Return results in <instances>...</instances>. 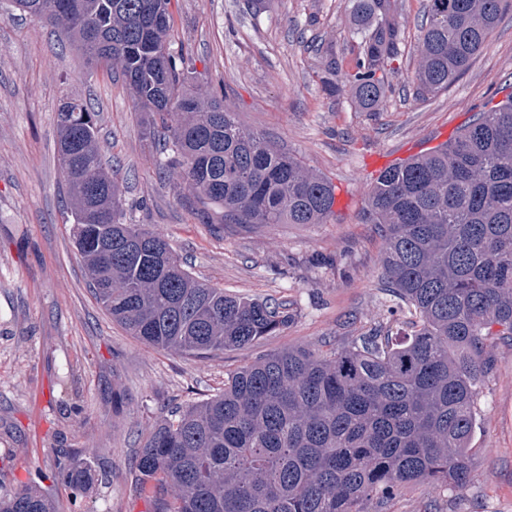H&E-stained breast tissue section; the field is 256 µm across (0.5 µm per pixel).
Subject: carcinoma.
<instances>
[{
    "instance_id": "1",
    "label": "carcinoma",
    "mask_w": 512,
    "mask_h": 512,
    "mask_svg": "<svg viewBox=\"0 0 512 512\" xmlns=\"http://www.w3.org/2000/svg\"><path fill=\"white\" fill-rule=\"evenodd\" d=\"M60 30L88 63L119 71L161 170L177 174L220 222L320 224L334 190L292 154L243 128L188 76L171 46L168 0H11ZM418 90L445 91L479 54L512 0H428ZM394 0H356L362 40L348 75L377 110L393 70ZM336 60L321 77L340 92ZM73 237L90 289L112 320L149 346L206 358L288 326V308L195 278L168 241L132 224L104 166L98 114L79 98L57 113ZM366 219L382 228L389 291L411 334L375 326L348 346L265 355L224 391L177 409L138 452L139 493L152 512H365L401 486H464L478 388L491 336L512 337V99L478 113L452 141L384 170ZM73 490L94 469L58 457ZM0 512H54L21 489Z\"/></svg>"
}]
</instances>
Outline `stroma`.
<instances>
[{
	"instance_id": "stroma-1",
	"label": "stroma",
	"mask_w": 512,
	"mask_h": 512,
	"mask_svg": "<svg viewBox=\"0 0 512 512\" xmlns=\"http://www.w3.org/2000/svg\"><path fill=\"white\" fill-rule=\"evenodd\" d=\"M172 44L246 129L325 177L346 204L321 224H212L165 177L118 73L87 65L53 27L0 10V496L29 489L55 512H149L136 454L178 406L224 389L256 357L324 349L405 321L384 287V241L364 218L382 158L394 165L449 141L512 94V14L448 90L420 95L417 47L428 0H398V58L377 111L350 88L328 96V60L358 52L350 0H170ZM76 95L99 115L107 164L134 223L165 237L202 281L283 302L293 319L252 346L197 358L153 348L112 321L88 287L72 237L56 112ZM477 398L469 478L459 489L400 488L366 512H512V338L493 337ZM79 450L98 478L54 479L57 451Z\"/></svg>"
}]
</instances>
